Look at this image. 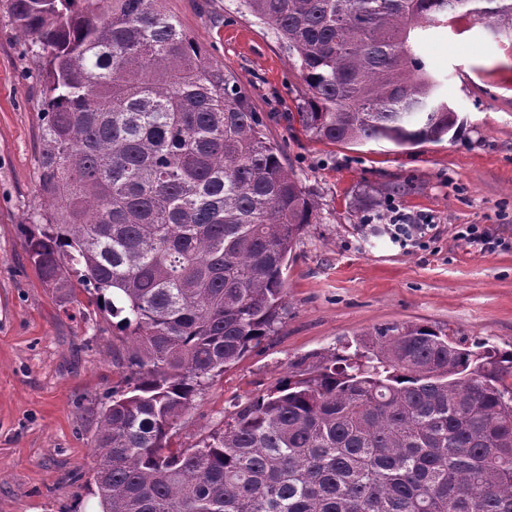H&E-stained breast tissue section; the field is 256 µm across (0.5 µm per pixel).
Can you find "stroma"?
Instances as JSON below:
<instances>
[{
    "instance_id": "stroma-1",
    "label": "stroma",
    "mask_w": 512,
    "mask_h": 512,
    "mask_svg": "<svg viewBox=\"0 0 512 512\" xmlns=\"http://www.w3.org/2000/svg\"><path fill=\"white\" fill-rule=\"evenodd\" d=\"M165 6L239 78L316 203L288 263L280 328L196 396L172 446H195L236 406L379 325L422 323L512 348V37L460 13L426 31L420 53L458 115L454 135L410 148L327 144L289 127L302 78L239 0ZM26 43L0 0V512H102L95 414L123 377L127 344L110 316H80L86 293L73 304L47 288L24 249L22 226L41 203L43 86ZM393 207L430 220L421 243L392 238L382 215ZM469 224L502 247L461 239Z\"/></svg>"
}]
</instances>
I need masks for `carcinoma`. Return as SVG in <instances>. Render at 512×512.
Returning a JSON list of instances; mask_svg holds the SVG:
<instances>
[{
  "label": "carcinoma",
  "mask_w": 512,
  "mask_h": 512,
  "mask_svg": "<svg viewBox=\"0 0 512 512\" xmlns=\"http://www.w3.org/2000/svg\"><path fill=\"white\" fill-rule=\"evenodd\" d=\"M295 59L288 125L311 138L443 140L457 115L419 32L512 0H241ZM43 74L42 282L93 289L128 375L96 417L102 512H512V349L425 324L362 334L238 407L193 448L173 431L210 380L281 323L315 202L232 73L164 0H10Z\"/></svg>",
  "instance_id": "1"
}]
</instances>
